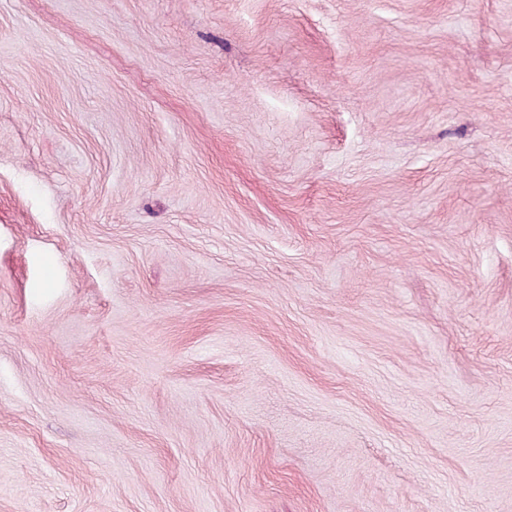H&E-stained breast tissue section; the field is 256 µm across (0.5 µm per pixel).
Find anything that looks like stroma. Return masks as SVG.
Instances as JSON below:
<instances>
[{
  "instance_id": "stroma-1",
  "label": "stroma",
  "mask_w": 512,
  "mask_h": 512,
  "mask_svg": "<svg viewBox=\"0 0 512 512\" xmlns=\"http://www.w3.org/2000/svg\"><path fill=\"white\" fill-rule=\"evenodd\" d=\"M0 512H512V0H0Z\"/></svg>"
}]
</instances>
